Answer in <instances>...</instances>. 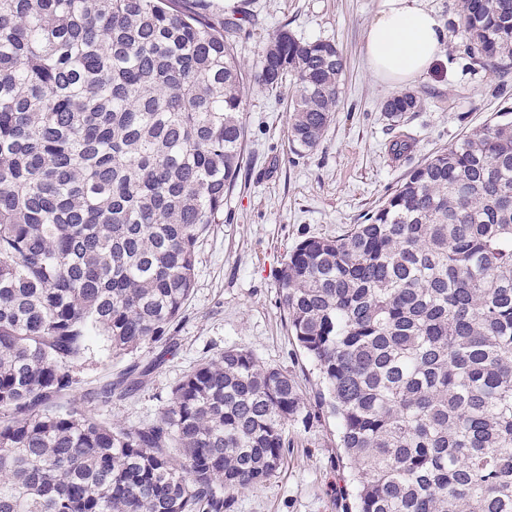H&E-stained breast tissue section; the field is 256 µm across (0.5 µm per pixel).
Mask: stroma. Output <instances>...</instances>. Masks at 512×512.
<instances>
[{"instance_id": "obj_1", "label": "stroma", "mask_w": 512, "mask_h": 512, "mask_svg": "<svg viewBox=\"0 0 512 512\" xmlns=\"http://www.w3.org/2000/svg\"><path fill=\"white\" fill-rule=\"evenodd\" d=\"M252 15L235 39L246 91L243 159L237 184L224 201V221L210 225L197 247L195 285L173 333L171 353L146 344L134 358L165 360L128 398L91 404V388L123 368V360L97 353L78 370L83 381L71 404L119 425L150 422L171 390L204 358L229 348L253 351L263 364L292 374L307 400L319 389L313 364L289 335L279 305L278 276L289 252L311 236L338 237L361 223L386 192L432 154L465 132L512 108V75L500 77L474 65L465 42L447 41L445 58L408 83L421 105L391 130L382 112L394 86L376 80L364 59L366 31L379 0H209ZM305 40L334 42L345 75L334 121L315 149L295 152L288 140L289 89L270 92L254 73L263 49L281 25ZM412 148L392 158L395 134ZM291 445L280 471L236 494L230 512H342L347 476L333 418L316 414L288 428Z\"/></svg>"}]
</instances>
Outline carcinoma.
<instances>
[{"label": "carcinoma", "instance_id": "obj_1", "mask_svg": "<svg viewBox=\"0 0 512 512\" xmlns=\"http://www.w3.org/2000/svg\"><path fill=\"white\" fill-rule=\"evenodd\" d=\"M457 11L451 36L509 75L512 0ZM249 21L206 0H0V512H226L281 468L309 404L245 348L200 362L146 424L63 402L93 350L165 342L182 314L240 171ZM344 70L334 43L269 37L254 80L292 78L295 151L320 143ZM278 285L352 472L343 512H512L511 112L364 223L298 243Z\"/></svg>", "mask_w": 512, "mask_h": 512}]
</instances>
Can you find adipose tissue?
Here are the masks:
<instances>
[{
	"label": "adipose tissue",
	"mask_w": 512,
	"mask_h": 512,
	"mask_svg": "<svg viewBox=\"0 0 512 512\" xmlns=\"http://www.w3.org/2000/svg\"><path fill=\"white\" fill-rule=\"evenodd\" d=\"M446 34L427 0H379L365 38L372 76L389 85L413 82L444 58Z\"/></svg>",
	"instance_id": "ef3b65f1"
}]
</instances>
